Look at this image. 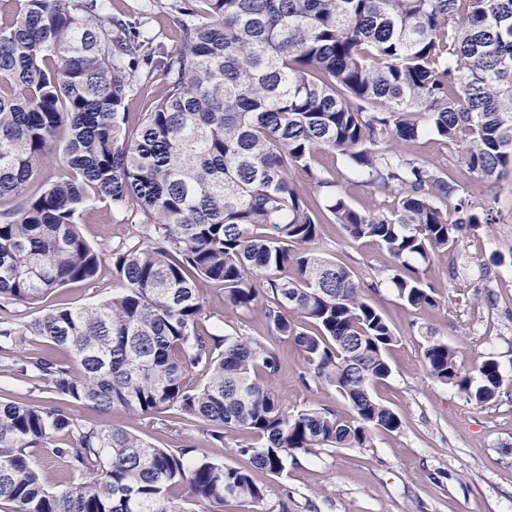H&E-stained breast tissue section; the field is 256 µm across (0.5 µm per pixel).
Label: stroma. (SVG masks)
Segmentation results:
<instances>
[{"mask_svg": "<svg viewBox=\"0 0 512 512\" xmlns=\"http://www.w3.org/2000/svg\"><path fill=\"white\" fill-rule=\"evenodd\" d=\"M413 158L438 165L450 181L467 186L472 199L490 208L496 221L483 224L457 249L435 255L425 278L439 305L415 310L385 283L390 259L370 241L353 242L339 225L321 228L320 247L348 267L364 294L389 320L397 337L387 352L390 376L375 396L401 419L394 432L374 431L365 448H327L289 461L280 475L254 472L265 491L255 505L236 499L195 504V512H512V168L492 180H477L456 160V146L424 136L406 145ZM326 176L351 204L368 210L391 205V195L356 176L336 156L321 159ZM87 241L101 251L135 233L111 207L96 204L79 218ZM380 288H371L373 279ZM117 290L112 264L103 261L94 281L68 285L50 303L82 305ZM208 312L223 316L222 331L266 337L259 314L228 309L218 285L202 284ZM447 342L458 352L463 374L475 376L486 357L500 365L505 384L490 402L475 406L452 385L433 381L424 365L429 341ZM274 346L282 367L273 387L288 410L326 406L343 411L333 388L316 383L306 371L303 352L285 340ZM142 438L158 446L199 444L211 457L234 467L247 460L236 447L247 443L238 430L224 434L223 445L204 440L198 424L170 413L165 423L114 414Z\"/></svg>", "mask_w": 512, "mask_h": 512, "instance_id": "35a3bbf8", "label": "stroma"}]
</instances>
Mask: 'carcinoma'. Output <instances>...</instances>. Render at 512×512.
Masks as SVG:
<instances>
[{"mask_svg":"<svg viewBox=\"0 0 512 512\" xmlns=\"http://www.w3.org/2000/svg\"><path fill=\"white\" fill-rule=\"evenodd\" d=\"M172 52L112 15V0H0V303L30 308L91 282L101 254L78 218L106 202L137 228L112 248L119 291L58 304L30 321L0 322V373L17 372L56 405L0 399V512H186L170 492L203 502L257 503L252 470L367 446L399 416L373 394L396 341L350 270L318 246L321 227L380 244L388 281L413 309L434 308L423 266L492 211L439 168L398 146L431 135L459 148L473 177L512 167V0H167ZM163 82L152 108L128 104ZM340 156L396 198L361 210L315 164ZM59 158L52 183L39 168ZM301 175L316 194L300 191ZM446 200L453 207L440 206ZM258 311L268 335L300 348L319 384L350 415L290 412L272 381L266 340L213 333L200 282ZM430 377L475 404L504 379L492 358L480 383L440 340L424 351ZM210 374L186 383L196 368ZM152 417L171 408L222 441L245 431L229 467L190 444L161 448L120 425L80 420L71 405ZM54 434L65 481L49 488L32 450Z\"/></svg>","mask_w":512,"mask_h":512,"instance_id":"obj_1","label":"carcinoma"}]
</instances>
